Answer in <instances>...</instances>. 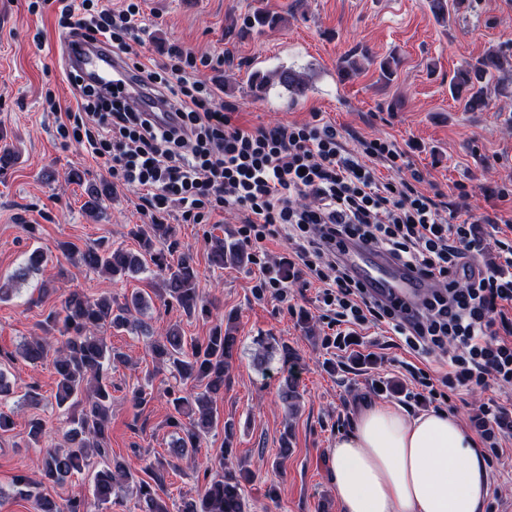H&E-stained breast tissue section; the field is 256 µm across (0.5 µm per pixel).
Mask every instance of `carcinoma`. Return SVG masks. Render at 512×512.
<instances>
[{"mask_svg":"<svg viewBox=\"0 0 512 512\" xmlns=\"http://www.w3.org/2000/svg\"><path fill=\"white\" fill-rule=\"evenodd\" d=\"M462 0H427V5L438 19H448L450 8ZM512 61L506 52L498 50L470 63L457 72L451 90L455 97L466 95L465 106L480 110L486 106V93L493 71L503 63ZM255 88L264 90L271 84L301 92L304 82L300 74L291 69L276 70L268 74L255 73ZM174 235L171 224H145L137 226L134 236L141 243L142 251L131 252L123 247L88 246L74 250L63 243L61 250L68 256L78 257L84 267L110 282L148 272L159 281L156 290L164 304L178 309L188 318L210 317L211 309L198 287V272L192 257L174 255L172 251L155 248ZM208 260L218 269L224 265L245 266L250 255L243 246L227 243L224 238L210 237ZM44 262V253L38 249L27 257L23 267L4 277L0 275V301L10 297L14 283L26 279ZM149 293L137 290L124 296L119 303L109 294L92 298L73 290L68 292L58 311L52 312L42 325L43 335L23 344L18 356L35 364L44 359L49 349H54L53 366L56 376L55 400L58 407L80 403L85 398L80 413L70 420V428L64 434L65 448H48L42 459L39 474L21 475L17 478L20 494L32 501L34 512H90V503L73 497L59 504L43 495L40 488L47 481L61 483L81 472L91 464V458L102 460L103 468L94 479V503L103 506L112 500L126 496L134 498V508L139 512H171L162 477L153 466L146 467L155 485L137 478L124 462L112 457L108 432L112 417V382L104 373L107 364H126L128 357L108 345L100 335L105 328L130 330L146 338V347L156 369L165 368L175 381L182 385L189 382L204 386L201 392H188L172 387L166 389L174 412L185 422L175 420L180 436L173 443V452L179 456L193 457L203 439L217 424V398L224 390V382L230 374L232 360L238 350V338L231 322L215 324L207 338L200 342L188 340L178 325L170 326L157 334L142 319L150 307ZM281 356L285 374L279 386V399L293 416L297 411L300 394L297 390L294 368L297 357L284 340L271 338L261 344L256 355L257 367L265 369L274 356ZM215 476L197 493L184 498L177 512H248L245 496L246 485L254 478L246 462H228V451H223L214 462Z\"/></svg>","mask_w":512,"mask_h":512,"instance_id":"carcinoma-1","label":"carcinoma"}]
</instances>
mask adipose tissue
<instances>
[{
	"instance_id": "1",
	"label": "adipose tissue",
	"mask_w": 512,
	"mask_h": 512,
	"mask_svg": "<svg viewBox=\"0 0 512 512\" xmlns=\"http://www.w3.org/2000/svg\"><path fill=\"white\" fill-rule=\"evenodd\" d=\"M330 456L340 512H484L489 496L476 434L446 411L362 407Z\"/></svg>"
}]
</instances>
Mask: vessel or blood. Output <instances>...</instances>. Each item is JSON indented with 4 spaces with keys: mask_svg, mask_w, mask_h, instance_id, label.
Segmentation results:
<instances>
[{
    "mask_svg": "<svg viewBox=\"0 0 512 512\" xmlns=\"http://www.w3.org/2000/svg\"><path fill=\"white\" fill-rule=\"evenodd\" d=\"M63 54L67 68L94 86H111L117 78L129 86L134 83L132 69L102 44L77 42L69 37L63 41ZM346 262L378 298L384 299L396 294L416 302L426 291L425 285L418 282L415 273L390 263L374 250L351 248Z\"/></svg>",
    "mask_w": 512,
    "mask_h": 512,
    "instance_id": "1",
    "label": "vessel or blood"
}]
</instances>
